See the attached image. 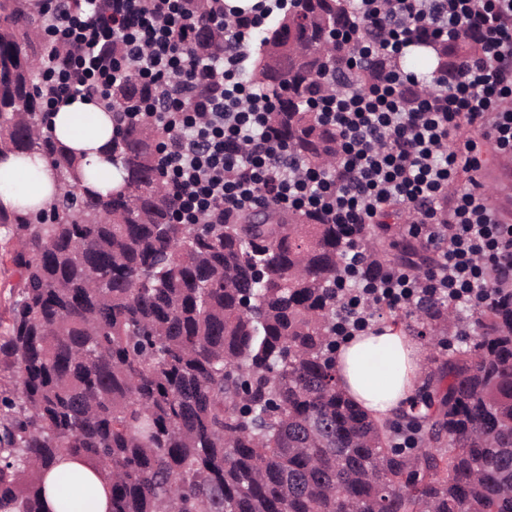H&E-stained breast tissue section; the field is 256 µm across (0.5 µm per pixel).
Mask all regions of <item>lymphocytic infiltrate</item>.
<instances>
[{
  "instance_id": "1",
  "label": "lymphocytic infiltrate",
  "mask_w": 512,
  "mask_h": 512,
  "mask_svg": "<svg viewBox=\"0 0 512 512\" xmlns=\"http://www.w3.org/2000/svg\"><path fill=\"white\" fill-rule=\"evenodd\" d=\"M362 22L385 23L378 48L353 49L352 70L371 53L400 60L419 30L449 41L476 31L482 50L435 78L436 95L419 94L417 74L397 68L360 88L349 84L320 99L339 134L335 174L302 168L266 132L269 97L241 80L246 46L266 17L298 0H266L251 25L227 30L230 49L208 61L189 52L198 36L191 0H106L105 11L73 13L55 25L58 44L75 47L69 69L51 79L53 101H107L114 82L136 69L153 91L147 100L167 131L159 163L178 209L179 224L224 219L263 205L324 214L332 224H379L397 210L414 213L410 230L439 256L427 275L388 267L372 279L351 271L360 309L340 323L351 333L368 324L366 303L410 308L420 299L451 298L479 309L512 287V224L499 219L484 188L468 183L450 208L442 193L459 172L483 161L484 144L512 157V0H353ZM123 53L106 63L104 47ZM181 78L173 82L171 71ZM252 106L242 109L243 99ZM470 137L457 140L461 129Z\"/></svg>"
}]
</instances>
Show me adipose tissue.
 <instances>
[{
  "instance_id": "adipose-tissue-1",
  "label": "adipose tissue",
  "mask_w": 512,
  "mask_h": 512,
  "mask_svg": "<svg viewBox=\"0 0 512 512\" xmlns=\"http://www.w3.org/2000/svg\"><path fill=\"white\" fill-rule=\"evenodd\" d=\"M48 128L71 150L82 155L90 185L109 194L120 184L105 147L114 126L111 113L97 103L76 99L50 113ZM55 170L40 157L22 158L11 152L0 154V207L38 213L60 194ZM339 386L374 418L395 411L414 392L422 375L418 348L401 330L385 325L369 328L346 338L334 354ZM73 475L94 483L97 499L91 512H108L109 485L83 459L67 457L44 477L46 512H58L60 475Z\"/></svg>"
}]
</instances>
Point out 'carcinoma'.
Masks as SVG:
<instances>
[{
  "label": "carcinoma",
  "instance_id": "cac0c4a2",
  "mask_svg": "<svg viewBox=\"0 0 512 512\" xmlns=\"http://www.w3.org/2000/svg\"><path fill=\"white\" fill-rule=\"evenodd\" d=\"M190 53L224 54L209 24L224 0H195ZM58 13L0 0V152L47 158L62 193L54 220L0 207V264L18 280L0 314V512H45L42 474L65 456L110 481V512H512V292L477 312L469 344L448 350L393 422H378L338 386L336 285L350 238L361 272L423 274L436 264L399 224H330L271 206L243 223L175 224L156 180L165 131L147 114L135 72L112 86V166L123 188L89 190L80 160L41 130V72L71 48L41 39ZM377 42L348 0H299L257 32L246 82L274 97L268 131L308 168H336V128L316 90L338 93L347 57L336 37ZM425 70L451 73L481 50L477 35L413 44ZM389 60L374 55L369 83ZM421 320L459 325L428 301ZM76 483L59 512H76Z\"/></svg>",
  "mask_w": 512,
  "mask_h": 512
}]
</instances>
